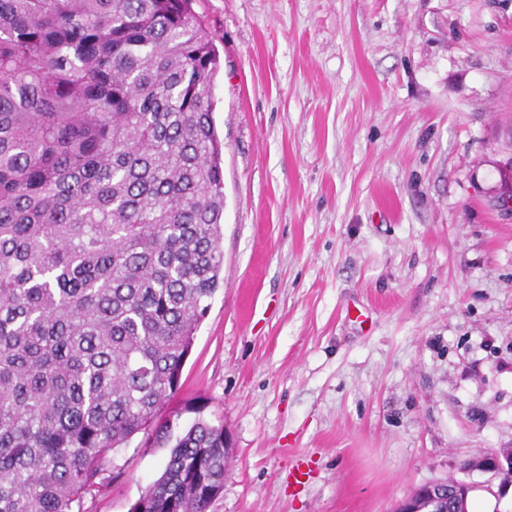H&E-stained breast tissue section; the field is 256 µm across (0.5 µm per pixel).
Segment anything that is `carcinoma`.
<instances>
[{
    "instance_id": "obj_1",
    "label": "carcinoma",
    "mask_w": 512,
    "mask_h": 512,
    "mask_svg": "<svg viewBox=\"0 0 512 512\" xmlns=\"http://www.w3.org/2000/svg\"><path fill=\"white\" fill-rule=\"evenodd\" d=\"M195 0H0V512H75L170 395L224 272ZM133 512H208L224 425H156Z\"/></svg>"
}]
</instances>
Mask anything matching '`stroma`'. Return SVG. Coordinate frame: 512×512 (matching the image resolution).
Returning a JSON list of instances; mask_svg holds the SVG:
<instances>
[{"instance_id":"stroma-1","label":"stroma","mask_w":512,"mask_h":512,"mask_svg":"<svg viewBox=\"0 0 512 512\" xmlns=\"http://www.w3.org/2000/svg\"><path fill=\"white\" fill-rule=\"evenodd\" d=\"M219 56L224 283L159 415L220 423L209 512H393L512 448V0H196ZM135 435L81 512H130ZM306 485L292 483L298 461Z\"/></svg>"}]
</instances>
